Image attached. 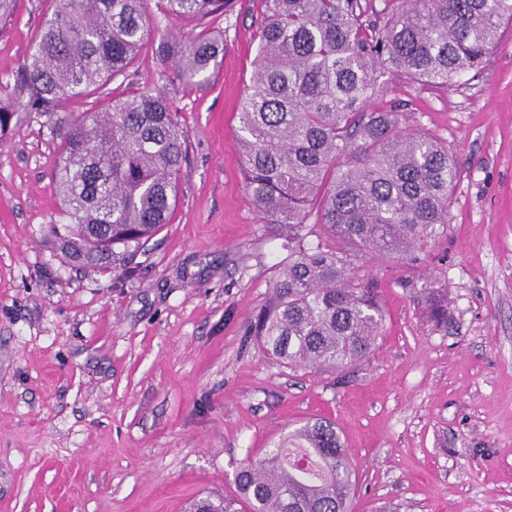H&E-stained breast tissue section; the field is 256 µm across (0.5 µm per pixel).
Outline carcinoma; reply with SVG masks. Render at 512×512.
<instances>
[{"instance_id":"cac0c4a2","label":"carcinoma","mask_w":512,"mask_h":512,"mask_svg":"<svg viewBox=\"0 0 512 512\" xmlns=\"http://www.w3.org/2000/svg\"><path fill=\"white\" fill-rule=\"evenodd\" d=\"M149 0H59L14 77L23 108L60 140L61 217L50 242L80 267H127L173 214L186 131L169 100L114 97L81 116L63 102L124 74L148 32ZM174 19L216 20L234 0H163ZM260 46L237 113L246 187L266 224H281L295 258L281 268L247 335L271 359L314 373L375 350L384 320L376 290L350 252L413 255L447 234L457 169L448 148L407 130L400 108L368 112L388 74L441 89L479 73L512 25V0H264ZM224 51L213 37H160L162 61L191 80ZM317 218L340 249L305 244ZM427 314L448 326V298L432 288ZM238 495L191 512H349L356 475L329 420L308 423L246 460Z\"/></svg>"}]
</instances>
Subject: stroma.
Masks as SVG:
<instances>
[{"label": "stroma", "mask_w": 512, "mask_h": 512, "mask_svg": "<svg viewBox=\"0 0 512 512\" xmlns=\"http://www.w3.org/2000/svg\"><path fill=\"white\" fill-rule=\"evenodd\" d=\"M54 0H17L0 34V105ZM105 96L166 95L186 130L171 221L136 271L73 266L46 233L59 216L57 141L20 116L0 138V512H184L235 496L243 460L327 418L356 473L350 512H512V25L479 77L441 90L389 78L368 102L408 104L406 128L455 157L448 233L419 260L352 253L385 311L374 353L340 372L269 359L245 329L279 268L281 225L246 190L236 114L263 0L211 22L165 17ZM224 39L185 84L160 35ZM448 294L451 322L425 313ZM427 314L439 327L448 328V298L439 289L432 288L426 296Z\"/></svg>", "instance_id": "obj_1"}]
</instances>
